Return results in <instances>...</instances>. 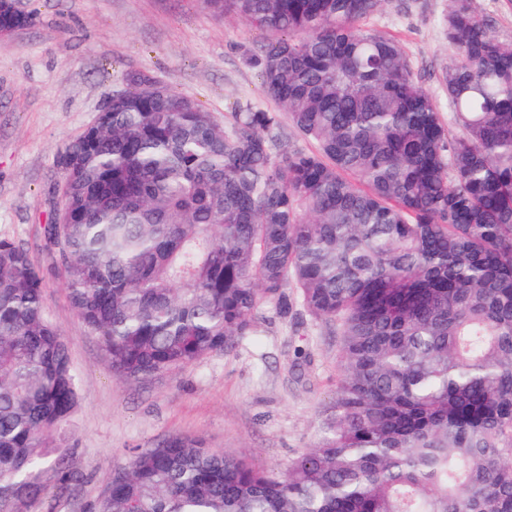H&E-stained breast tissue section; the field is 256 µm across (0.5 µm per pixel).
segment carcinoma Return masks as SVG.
Listing matches in <instances>:
<instances>
[{
  "mask_svg": "<svg viewBox=\"0 0 512 512\" xmlns=\"http://www.w3.org/2000/svg\"><path fill=\"white\" fill-rule=\"evenodd\" d=\"M206 2L282 34L250 60L281 111L246 101L223 125L128 73L70 148V223L46 244L121 377L297 302L340 337V379L284 476L173 437L113 473L100 512H512V40L450 0L445 119L400 43L360 26L384 0ZM79 399L40 270L0 239V484L59 453Z\"/></svg>",
  "mask_w": 512,
  "mask_h": 512,
  "instance_id": "cac0c4a2",
  "label": "carcinoma"
}]
</instances>
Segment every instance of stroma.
Masks as SVG:
<instances>
[{"instance_id": "obj_1", "label": "stroma", "mask_w": 512, "mask_h": 512, "mask_svg": "<svg viewBox=\"0 0 512 512\" xmlns=\"http://www.w3.org/2000/svg\"><path fill=\"white\" fill-rule=\"evenodd\" d=\"M32 25L0 36V239L27 250L44 279L48 317L63 337L81 392L50 436L71 475L32 476L0 512H98L106 482L138 451L172 436L227 450L274 474L317 444L339 381L340 341L294 308H260L238 346L146 379H124L71 307L43 227L62 205L61 155L98 109L140 70L221 122L239 103L273 102L249 57L273 35L202 0H15ZM450 0H385L365 27L403 45L420 86L448 109L442 75L454 58L443 18Z\"/></svg>"}]
</instances>
